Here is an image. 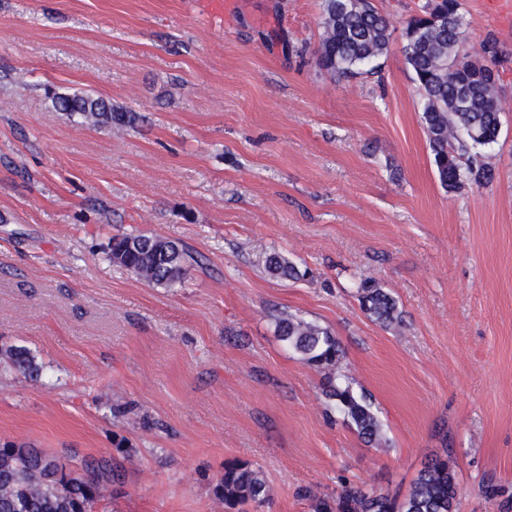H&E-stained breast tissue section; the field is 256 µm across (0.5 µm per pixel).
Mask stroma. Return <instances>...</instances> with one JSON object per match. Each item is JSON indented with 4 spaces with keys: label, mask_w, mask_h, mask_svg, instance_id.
<instances>
[{
    "label": "stroma",
    "mask_w": 512,
    "mask_h": 512,
    "mask_svg": "<svg viewBox=\"0 0 512 512\" xmlns=\"http://www.w3.org/2000/svg\"><path fill=\"white\" fill-rule=\"evenodd\" d=\"M231 2L217 22L184 0H0V445L118 453L125 483L96 512H224L229 460L262 468L264 512H308L305 486L408 491L448 443L460 512H499L478 487L512 489V20L464 0L466 52L503 46L504 112L493 182L450 192L400 38L381 78L334 81L321 0ZM50 89L139 119L87 125ZM122 233L199 263L154 287L107 258ZM273 251L306 277H269ZM364 275L402 325L362 313ZM283 313L334 333L389 448L327 417ZM19 348L39 379L9 366Z\"/></svg>",
    "instance_id": "1"
}]
</instances>
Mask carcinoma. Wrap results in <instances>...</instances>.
Here are the masks:
<instances>
[{
	"mask_svg": "<svg viewBox=\"0 0 512 512\" xmlns=\"http://www.w3.org/2000/svg\"><path fill=\"white\" fill-rule=\"evenodd\" d=\"M322 34L315 49L318 67L330 78L373 75L387 55L393 32L371 0H321ZM466 24L462 0H425L402 31L406 65L420 92L421 119L441 185L450 192L467 185L483 187L494 172L481 148L495 143L501 132L498 79L474 73L462 51ZM53 108L78 115L95 126L131 125L132 112L84 91L51 95ZM107 255L150 285L174 288L183 283L196 257L179 243L159 236L116 235ZM266 271L281 280L306 275L281 253L269 254ZM360 309L372 322L388 328L403 323L396 298L371 277L360 278ZM277 336L307 365L324 372L325 395L343 421L369 445L387 444L373 399L355 388L343 370L346 357L332 331L291 313L281 315ZM8 359L14 369L38 377L40 367L26 349H14ZM443 449L423 464L405 493L366 488L343 482L334 494L305 489L311 512H459L460 488L452 457ZM122 480L118 461L105 455L71 466L63 450L48 453L26 445L0 446V512H94L97 502ZM479 495L512 512V493L492 479L479 486ZM224 512H261L269 503L267 482L247 462L228 461L215 488Z\"/></svg>",
	"mask_w": 512,
	"mask_h": 512,
	"instance_id": "1",
	"label": "carcinoma"
}]
</instances>
